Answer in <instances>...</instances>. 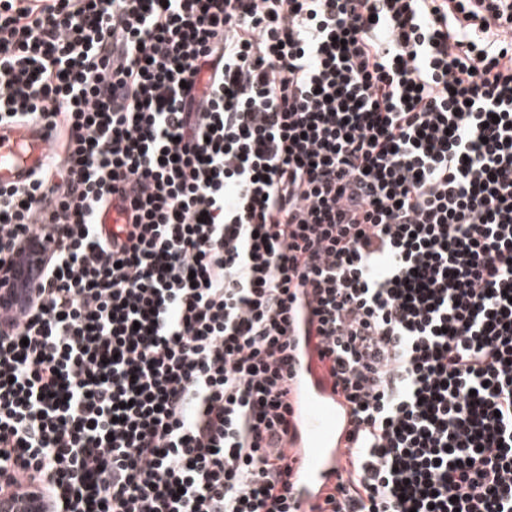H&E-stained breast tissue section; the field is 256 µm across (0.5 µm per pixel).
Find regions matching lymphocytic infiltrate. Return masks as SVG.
<instances>
[{"instance_id": "f902f5d3", "label": "lymphocytic infiltrate", "mask_w": 512, "mask_h": 512, "mask_svg": "<svg viewBox=\"0 0 512 512\" xmlns=\"http://www.w3.org/2000/svg\"><path fill=\"white\" fill-rule=\"evenodd\" d=\"M0 492L301 512L311 336L350 453L310 512H512V0H0ZM120 199L127 221L98 217ZM52 141L40 124L0 126V186L24 181L51 156ZM40 251L41 245L39 239L32 237L25 242L22 249L14 255L13 267L15 277L13 281L19 292H24L31 282L39 280L42 275L43 267L41 270L36 269L34 262L37 253Z\"/></svg>"}]
</instances>
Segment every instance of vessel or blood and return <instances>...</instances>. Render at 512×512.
Returning <instances> with one entry per match:
<instances>
[{
	"label": "vessel or blood",
	"instance_id": "vessel-or-blood-1",
	"mask_svg": "<svg viewBox=\"0 0 512 512\" xmlns=\"http://www.w3.org/2000/svg\"><path fill=\"white\" fill-rule=\"evenodd\" d=\"M52 141L47 129L39 124L0 126V186L24 181L41 170L51 156ZM41 250L37 238H30L13 257L14 285L25 291L38 280L40 270L35 258ZM309 371L297 383L298 442L301 453L293 465L302 489L300 506L309 512L314 503L312 492L325 482L334 459L345 451V437L340 431L342 413L332 392V381L316 355L307 358Z\"/></svg>",
	"mask_w": 512,
	"mask_h": 512
}]
</instances>
